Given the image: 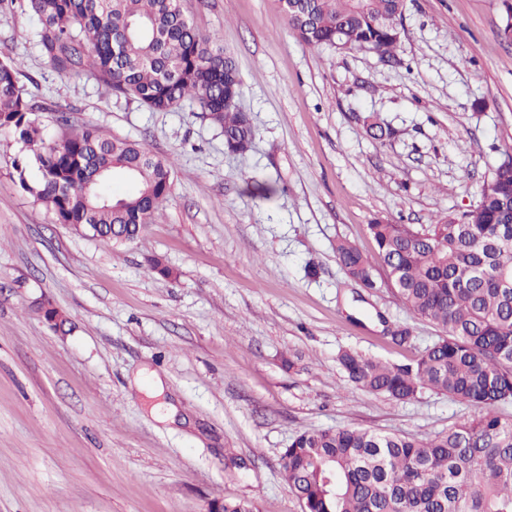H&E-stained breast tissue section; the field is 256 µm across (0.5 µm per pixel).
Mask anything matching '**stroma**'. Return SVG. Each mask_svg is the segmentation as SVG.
Masks as SVG:
<instances>
[{
  "instance_id": "1",
  "label": "stroma",
  "mask_w": 512,
  "mask_h": 512,
  "mask_svg": "<svg viewBox=\"0 0 512 512\" xmlns=\"http://www.w3.org/2000/svg\"><path fill=\"white\" fill-rule=\"evenodd\" d=\"M406 3L400 62L386 66L301 43L282 0H183L238 66L256 136L235 154L195 102L153 112L56 71L36 18L0 0V59L17 63L48 139L64 112L172 164L162 217L108 245L33 202L12 165L35 180L32 154L0 129V512H210L227 497L301 512L281 474L298 433L421 438L474 415L428 389L366 392L338 362L351 349L408 364L440 331L391 289L361 288L337 241L373 257L370 223L460 215L512 154V5ZM370 114L390 137L366 135ZM156 256L171 276L150 270ZM142 370L162 392L135 386ZM229 452L245 463L232 480Z\"/></svg>"
}]
</instances>
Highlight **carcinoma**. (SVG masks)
I'll return each instance as SVG.
<instances>
[{
  "label": "carcinoma",
  "instance_id": "1",
  "mask_svg": "<svg viewBox=\"0 0 512 512\" xmlns=\"http://www.w3.org/2000/svg\"><path fill=\"white\" fill-rule=\"evenodd\" d=\"M36 17V41L55 70L87 68L115 95L153 112L197 102L245 152L255 131L236 101L241 77L215 35L201 33L182 0H19ZM406 0H296L289 24L307 46L368 50L397 60ZM18 81L0 60V128L15 130L40 172L22 189L61 224L110 243L112 230L154 223L171 188L170 162L143 143L89 128L45 144ZM122 176L135 191L114 196ZM383 270L347 240L336 244L346 274L373 291L383 285L443 336L411 364L343 350L338 361L356 386L396 401L423 389L446 393L477 414L445 434L414 438L363 428L298 434L282 456L283 479L302 512H512V421L497 412L512 400V167L497 165L476 206L425 227L368 225ZM213 512H256L226 499Z\"/></svg>",
  "mask_w": 512,
  "mask_h": 512
}]
</instances>
